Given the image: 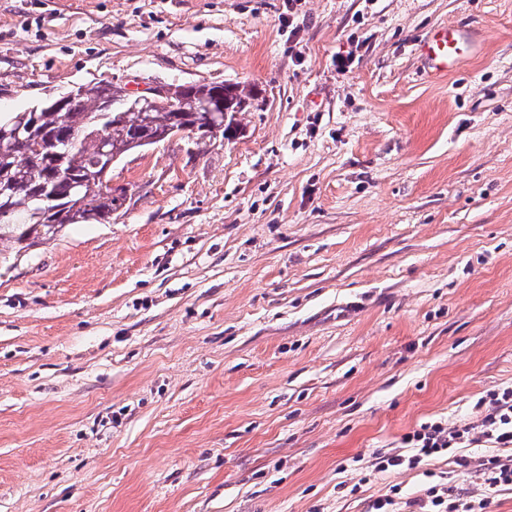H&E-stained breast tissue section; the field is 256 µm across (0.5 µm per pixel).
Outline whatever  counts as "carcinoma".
Returning <instances> with one entry per match:
<instances>
[{"instance_id":"cac0c4a2","label":"carcinoma","mask_w":512,"mask_h":512,"mask_svg":"<svg viewBox=\"0 0 512 512\" xmlns=\"http://www.w3.org/2000/svg\"><path fill=\"white\" fill-rule=\"evenodd\" d=\"M249 98L236 86L224 88V111H243ZM53 102L48 97L37 111L23 110L35 134L15 142L12 151L24 158V166L17 169L13 159L0 157V244L8 242L18 253L53 239L70 224L112 222V211L124 198L98 177L101 140L121 158L173 128L208 135L201 100L186 93L160 98L142 112L122 88L97 82L72 90L59 109ZM67 136L72 141L64 145ZM48 195L50 203L42 200ZM76 195L86 202L82 210L69 206Z\"/></svg>"}]
</instances>
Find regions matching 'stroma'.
I'll return each mask as SVG.
<instances>
[{
    "label": "stroma",
    "mask_w": 512,
    "mask_h": 512,
    "mask_svg": "<svg viewBox=\"0 0 512 512\" xmlns=\"http://www.w3.org/2000/svg\"><path fill=\"white\" fill-rule=\"evenodd\" d=\"M456 23L482 52L422 76ZM98 81L254 100L114 162L111 223L0 251V512L482 498L512 447L375 463L512 386V0H0V112Z\"/></svg>",
    "instance_id": "1"
}]
</instances>
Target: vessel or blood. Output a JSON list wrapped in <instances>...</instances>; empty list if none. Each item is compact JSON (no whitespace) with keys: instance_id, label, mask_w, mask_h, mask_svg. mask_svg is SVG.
Returning a JSON list of instances; mask_svg holds the SVG:
<instances>
[{"instance_id":"obj_1","label":"vessel or blood","mask_w":512,"mask_h":512,"mask_svg":"<svg viewBox=\"0 0 512 512\" xmlns=\"http://www.w3.org/2000/svg\"><path fill=\"white\" fill-rule=\"evenodd\" d=\"M428 75L445 77L455 71L465 59L481 53L482 45L474 29L454 24L439 25L417 45Z\"/></svg>"}]
</instances>
